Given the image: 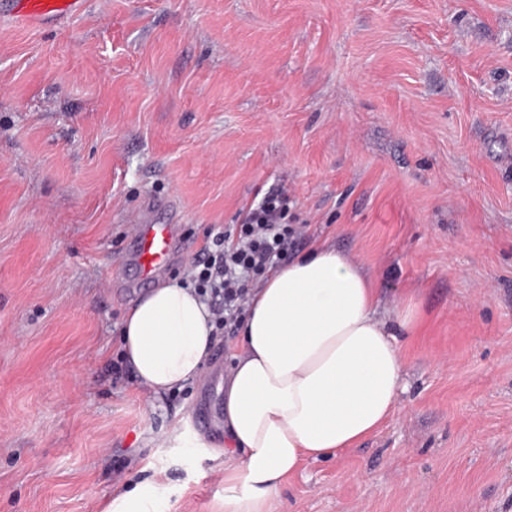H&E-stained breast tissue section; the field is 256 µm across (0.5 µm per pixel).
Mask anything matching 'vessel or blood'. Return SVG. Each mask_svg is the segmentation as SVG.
I'll list each match as a JSON object with an SVG mask.
<instances>
[{"label":"vessel or blood","instance_id":"obj_1","mask_svg":"<svg viewBox=\"0 0 512 512\" xmlns=\"http://www.w3.org/2000/svg\"><path fill=\"white\" fill-rule=\"evenodd\" d=\"M84 4L85 0H0V18L44 25L77 15ZM176 248L175 224L150 222L148 211H141L129 254L138 280L152 279L167 268Z\"/></svg>","mask_w":512,"mask_h":512}]
</instances>
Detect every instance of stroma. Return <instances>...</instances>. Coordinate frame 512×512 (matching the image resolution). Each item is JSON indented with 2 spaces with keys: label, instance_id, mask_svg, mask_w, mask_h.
I'll use <instances>...</instances> for the list:
<instances>
[{
  "label": "stroma",
  "instance_id": "35a3bbf8",
  "mask_svg": "<svg viewBox=\"0 0 512 512\" xmlns=\"http://www.w3.org/2000/svg\"><path fill=\"white\" fill-rule=\"evenodd\" d=\"M285 186L308 243L417 304L376 434L304 462L276 512H512V0H87L0 21V512H221L216 368L154 396L123 358L127 240L210 227ZM187 433L175 442L174 426ZM198 433L207 445L192 447ZM158 488L144 485L122 493L111 499L105 512H150Z\"/></svg>",
  "mask_w": 512,
  "mask_h": 512
}]
</instances>
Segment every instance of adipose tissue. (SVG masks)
Masks as SVG:
<instances>
[{
	"instance_id": "adipose-tissue-1",
	"label": "adipose tissue",
	"mask_w": 512,
	"mask_h": 512,
	"mask_svg": "<svg viewBox=\"0 0 512 512\" xmlns=\"http://www.w3.org/2000/svg\"><path fill=\"white\" fill-rule=\"evenodd\" d=\"M378 292L359 264L326 243L253 292L242 346L224 377V512H273L303 461L355 447L393 413L403 387L398 335L415 304L376 316ZM194 291L165 281L123 318L127 360L153 393L199 376L213 337Z\"/></svg>"
}]
</instances>
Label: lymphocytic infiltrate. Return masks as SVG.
<instances>
[{"label":"lymphocytic infiltrate","mask_w":512,"mask_h":512,"mask_svg":"<svg viewBox=\"0 0 512 512\" xmlns=\"http://www.w3.org/2000/svg\"><path fill=\"white\" fill-rule=\"evenodd\" d=\"M288 202L286 189L265 193L245 208L241 223L219 230L195 262L191 283L214 315V336L238 329L252 286L286 263L304 240L301 225L287 221Z\"/></svg>","instance_id":"lymphocytic-infiltrate-1"}]
</instances>
